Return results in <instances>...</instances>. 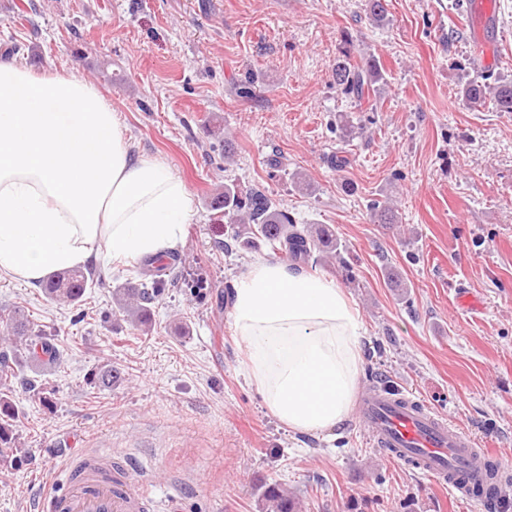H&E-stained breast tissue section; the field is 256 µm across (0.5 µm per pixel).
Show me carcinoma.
Instances as JSON below:
<instances>
[{
	"instance_id": "cac0c4a2",
	"label": "carcinoma",
	"mask_w": 512,
	"mask_h": 512,
	"mask_svg": "<svg viewBox=\"0 0 512 512\" xmlns=\"http://www.w3.org/2000/svg\"><path fill=\"white\" fill-rule=\"evenodd\" d=\"M366 11L374 23H381L387 16L386 0H366ZM336 85L341 91L361 104L370 101L371 91L383 79L379 60L370 58L355 61L346 50L336 61ZM463 99L475 106L494 112H512V81L494 83L480 76L468 81L461 89ZM224 210V223L233 225V238L245 244L262 240L295 262H306L315 250L328 255L340 256L337 241L326 228L311 231L299 229L293 224L288 213L275 207L263 191L241 187L234 183L224 184V193L215 202ZM370 215L375 224H396V207L389 202H374ZM91 276L81 270L71 269L56 272L43 281L45 296L54 302L76 306L83 301ZM164 287L163 280L154 279L145 283L120 288L116 291V302L126 320L136 327H145L150 322L151 305ZM0 332L13 337L12 352H23L27 361L37 366H48L56 361V349L45 338L41 330H33L26 311L14 308L6 315L0 314ZM9 351H0V455L22 459L21 448L14 437L16 410L10 396L9 385L17 378L14 369L8 365ZM118 373L110 367H103L91 375V384L110 387ZM22 384L37 397L43 405L52 406L53 391L42 387L31 379H22ZM271 512H298V502L277 486H268L262 493Z\"/></svg>"
}]
</instances>
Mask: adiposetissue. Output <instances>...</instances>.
Wrapping results in <instances>:
<instances>
[{
    "mask_svg": "<svg viewBox=\"0 0 512 512\" xmlns=\"http://www.w3.org/2000/svg\"><path fill=\"white\" fill-rule=\"evenodd\" d=\"M193 217L184 181L133 152L94 84L0 56V277L35 285L90 261L155 258ZM232 320L275 418L311 434L349 419L363 333L336 282L257 259L235 282Z\"/></svg>",
    "mask_w": 512,
    "mask_h": 512,
    "instance_id": "adipose-tissue-1",
    "label": "adipose tissue"
}]
</instances>
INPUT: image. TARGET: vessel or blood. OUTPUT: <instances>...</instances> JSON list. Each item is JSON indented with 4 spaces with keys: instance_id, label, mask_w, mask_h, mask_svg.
<instances>
[{
    "instance_id": "vessel-or-blood-1",
    "label": "vessel or blood",
    "mask_w": 512,
    "mask_h": 512,
    "mask_svg": "<svg viewBox=\"0 0 512 512\" xmlns=\"http://www.w3.org/2000/svg\"><path fill=\"white\" fill-rule=\"evenodd\" d=\"M359 418L375 447L392 458L412 462L414 470L448 488L495 504L490 454L445 417L384 382L366 390ZM139 472L134 463H123L116 471L97 454L84 453L67 470L65 490L47 497L48 510L153 512L135 479Z\"/></svg>"
}]
</instances>
